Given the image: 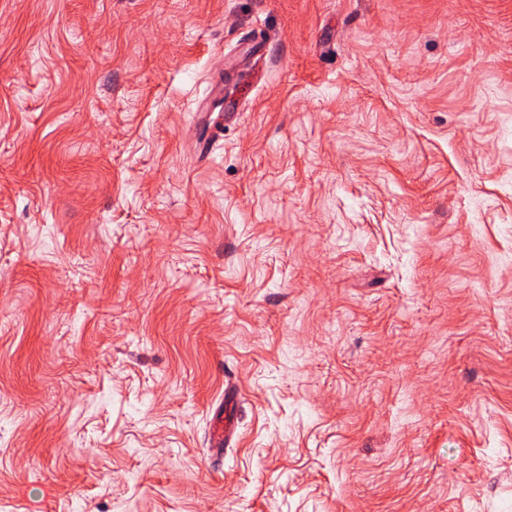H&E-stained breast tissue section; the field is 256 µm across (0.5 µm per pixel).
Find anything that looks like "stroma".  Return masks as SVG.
Masks as SVG:
<instances>
[{"label": "stroma", "instance_id": "1", "mask_svg": "<svg viewBox=\"0 0 512 512\" xmlns=\"http://www.w3.org/2000/svg\"><path fill=\"white\" fill-rule=\"evenodd\" d=\"M0 512H512V0H0ZM239 392L235 384L228 382L224 388V407L211 421L209 437V449L212 457L224 458V450L231 447L236 434L234 409L237 404Z\"/></svg>", "mask_w": 512, "mask_h": 512}]
</instances>
